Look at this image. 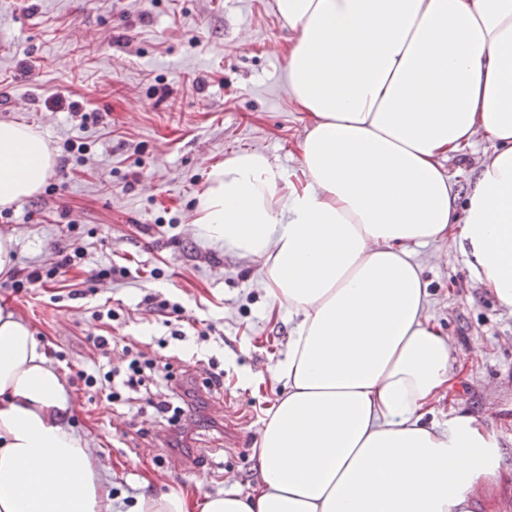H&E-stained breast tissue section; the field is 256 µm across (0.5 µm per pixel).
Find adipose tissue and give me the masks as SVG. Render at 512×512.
<instances>
[{
	"mask_svg": "<svg viewBox=\"0 0 512 512\" xmlns=\"http://www.w3.org/2000/svg\"><path fill=\"white\" fill-rule=\"evenodd\" d=\"M297 33L288 88L308 129L300 175L265 154L214 164L191 223L261 260L298 321L249 492L137 498L134 512H463L499 442L458 410V348L428 313L412 247L448 245L512 310V0H276ZM491 147L463 204L443 162ZM55 164L30 126L0 122V208ZM64 374L0 305V512H112V485L70 420ZM480 449L472 463L467 449Z\"/></svg>",
	"mask_w": 512,
	"mask_h": 512,
	"instance_id": "obj_1",
	"label": "adipose tissue"
}]
</instances>
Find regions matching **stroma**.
<instances>
[{
    "label": "stroma",
    "instance_id": "1",
    "mask_svg": "<svg viewBox=\"0 0 512 512\" xmlns=\"http://www.w3.org/2000/svg\"><path fill=\"white\" fill-rule=\"evenodd\" d=\"M293 37L275 0H0V121L32 126L56 160L46 187L0 218L17 240L0 301L30 323L64 373L71 419L98 452L116 512L201 476L207 493L245 491L258 478L259 431L283 387L277 362L295 319L273 307L259 263L203 242L188 223L211 165L237 150L298 173L307 121L288 93ZM58 97L81 101V115L50 108ZM19 98L26 111L15 110ZM68 140L89 144L84 161L63 153ZM74 243L85 248L79 265L48 287L12 288ZM414 258L462 362L456 397L441 410L463 399L501 445L467 512H512V311L447 246L416 248ZM111 262L131 278L96 279ZM72 289L79 298H69ZM149 294L182 304L171 326L144 304ZM105 306L119 319L96 318ZM203 322L215 327L205 342L196 332ZM174 329L185 340L171 339ZM100 335L114 336L111 351L95 349ZM131 352L175 373L195 357L223 368V389L202 390L180 447L167 446L171 432L153 408L130 416L80 380L97 363L125 367ZM226 406L237 414L231 429L217 415Z\"/></svg>",
    "mask_w": 512,
    "mask_h": 512
}]
</instances>
